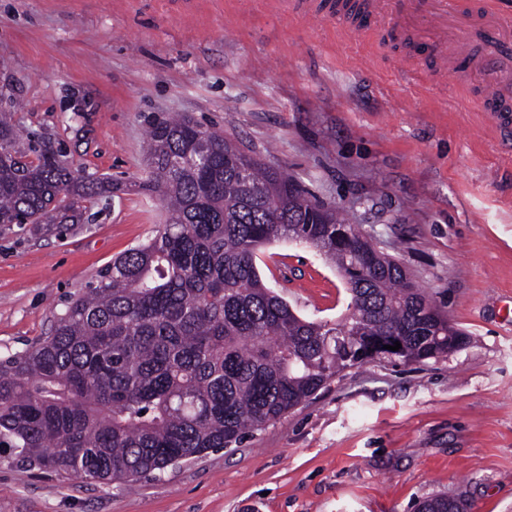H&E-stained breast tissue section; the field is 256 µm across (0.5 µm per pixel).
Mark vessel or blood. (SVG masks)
<instances>
[{"label": "vessel or blood", "mask_w": 512, "mask_h": 512, "mask_svg": "<svg viewBox=\"0 0 512 512\" xmlns=\"http://www.w3.org/2000/svg\"><path fill=\"white\" fill-rule=\"evenodd\" d=\"M307 19L333 18L351 34L399 31L413 49L396 60L422 84L453 73L476 96L500 134L512 136V0H362L352 14L345 0H309ZM430 46L431 65L420 67L414 50Z\"/></svg>", "instance_id": "b4317fda"}]
</instances>
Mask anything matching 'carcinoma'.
Listing matches in <instances>:
<instances>
[{"mask_svg": "<svg viewBox=\"0 0 512 512\" xmlns=\"http://www.w3.org/2000/svg\"><path fill=\"white\" fill-rule=\"evenodd\" d=\"M148 138L140 188L161 197L165 223L101 270L49 335L0 357V453L16 464L137 482L240 444L394 341L404 364L467 343L398 261L285 174L189 115ZM15 143L1 117L3 227L83 224L86 202L115 189ZM283 238L320 249L346 280L349 313L334 326L302 319L263 282L257 255ZM448 500L418 510L448 512Z\"/></svg>", "mask_w": 512, "mask_h": 512, "instance_id": "cac0c4a2", "label": "carcinoma"}]
</instances>
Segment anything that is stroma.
I'll use <instances>...</instances> for the list:
<instances>
[{
	"instance_id": "35a3bbf8",
	"label": "stroma",
	"mask_w": 512,
	"mask_h": 512,
	"mask_svg": "<svg viewBox=\"0 0 512 512\" xmlns=\"http://www.w3.org/2000/svg\"><path fill=\"white\" fill-rule=\"evenodd\" d=\"M19 146L119 183L63 235L0 229V355L165 220L152 121L191 115L372 234L450 321L460 350L375 359L238 446L104 486L0 455V512H414L462 495L512 512V140L453 80L423 92L371 40L288 0H0V113ZM300 317L347 313L345 280L294 240L257 258Z\"/></svg>"
}]
</instances>
